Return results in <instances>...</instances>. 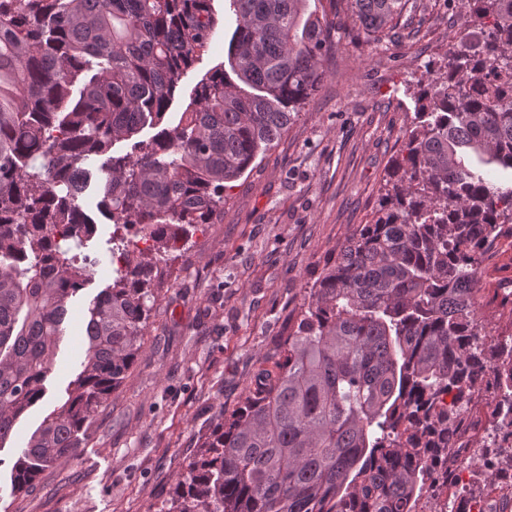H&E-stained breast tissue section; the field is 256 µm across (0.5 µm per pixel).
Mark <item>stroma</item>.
<instances>
[{
	"mask_svg": "<svg viewBox=\"0 0 512 512\" xmlns=\"http://www.w3.org/2000/svg\"><path fill=\"white\" fill-rule=\"evenodd\" d=\"M413 27L367 35L348 0L335 5L316 91L287 131L227 189L224 213L190 237L151 311L144 344L120 388L80 434L72 460L44 470L32 490L11 491L18 453L61 405L80 371L91 300L112 281V223L97 203L107 176L91 166L84 210L97 232L83 248L91 278L70 304L44 397L0 449V512H154L222 413L237 410L262 370H274L288 323L326 260L371 223L393 159L419 110L417 82L442 64L464 20L458 0H416ZM220 25L182 74L170 112L225 62L236 26L228 0ZM487 335L512 336V236L487 245L478 266Z\"/></svg>",
	"mask_w": 512,
	"mask_h": 512,
	"instance_id": "35a3bbf8",
	"label": "stroma"
}]
</instances>
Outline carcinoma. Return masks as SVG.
Here are the masks:
<instances>
[{
    "mask_svg": "<svg viewBox=\"0 0 512 512\" xmlns=\"http://www.w3.org/2000/svg\"><path fill=\"white\" fill-rule=\"evenodd\" d=\"M309 0H229L231 72L203 78L173 127L180 77L208 47L211 0H0V448L44 394L96 231L84 165L109 155L112 284L89 307L82 370L13 465L16 492L68 462L143 344L165 256L224 211L317 89L326 30ZM371 35L410 0H350ZM465 33L420 86L419 125L374 222L304 299L274 373L203 439L155 512H412L463 422L445 391L512 394V348L478 344L477 255L512 224V0H461ZM157 134L111 154L141 128ZM148 245L128 258L133 242Z\"/></svg>",
    "mask_w": 512,
    "mask_h": 512,
    "instance_id": "1",
    "label": "carcinoma"
}]
</instances>
